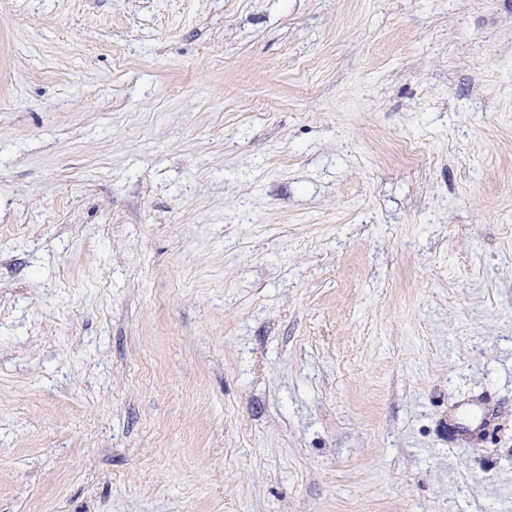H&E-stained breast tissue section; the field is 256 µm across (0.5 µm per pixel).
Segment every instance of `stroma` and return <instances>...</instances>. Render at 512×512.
Segmentation results:
<instances>
[{
  "label": "stroma",
  "instance_id": "stroma-1",
  "mask_svg": "<svg viewBox=\"0 0 512 512\" xmlns=\"http://www.w3.org/2000/svg\"><path fill=\"white\" fill-rule=\"evenodd\" d=\"M0 512H512V0H0ZM492 416L482 403L464 404L458 409L450 427L460 440L468 441L487 432Z\"/></svg>",
  "mask_w": 512,
  "mask_h": 512
}]
</instances>
